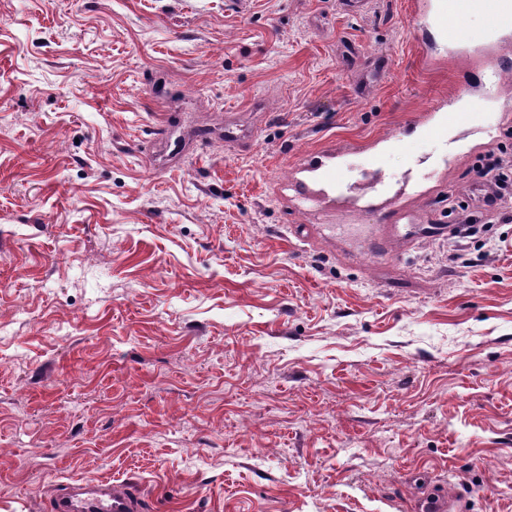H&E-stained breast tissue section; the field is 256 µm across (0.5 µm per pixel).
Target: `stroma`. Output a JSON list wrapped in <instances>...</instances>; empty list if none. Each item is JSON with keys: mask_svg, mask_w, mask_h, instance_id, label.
<instances>
[{"mask_svg": "<svg viewBox=\"0 0 512 512\" xmlns=\"http://www.w3.org/2000/svg\"><path fill=\"white\" fill-rule=\"evenodd\" d=\"M419 28L411 0H0V512L113 477L141 512H417L434 484L512 512V223L376 255L297 237L282 189L467 107L483 20L468 59Z\"/></svg>", "mask_w": 512, "mask_h": 512, "instance_id": "1", "label": "stroma"}]
</instances>
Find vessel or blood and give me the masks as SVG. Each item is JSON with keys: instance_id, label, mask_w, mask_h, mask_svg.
I'll list each match as a JSON object with an SVG mask.
<instances>
[{"instance_id": "1", "label": "vessel or blood", "mask_w": 512, "mask_h": 512, "mask_svg": "<svg viewBox=\"0 0 512 512\" xmlns=\"http://www.w3.org/2000/svg\"><path fill=\"white\" fill-rule=\"evenodd\" d=\"M413 9L423 21L429 40H453L463 19L481 17L487 25L491 44L486 51L492 68L479 98L470 111L434 109L423 113L410 127L390 138L371 141L361 150V170L357 181H349L346 158L350 146L329 143L320 151L302 158L291 172L296 195L295 210L316 212L329 233H339L337 214L362 222L371 250L402 237V220L412 216L424 195L415 183L384 177L380 169L383 152L403 148L410 140L456 143L464 127L482 116L485 101L499 98L505 82L503 71L512 68V0H414ZM423 512H465L460 498L434 493L424 498ZM57 512H135L136 500L122 481L102 480L89 495H65L56 502Z\"/></svg>"}]
</instances>
